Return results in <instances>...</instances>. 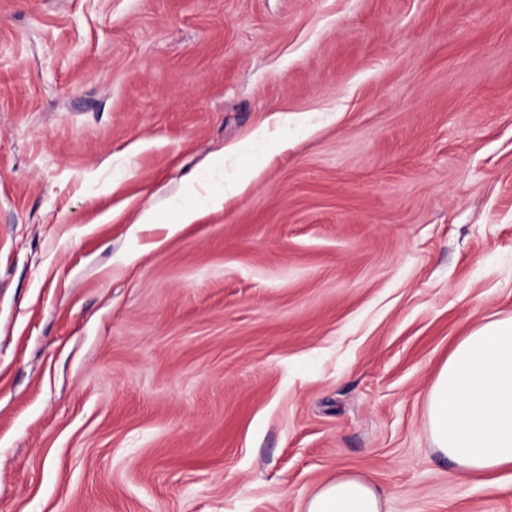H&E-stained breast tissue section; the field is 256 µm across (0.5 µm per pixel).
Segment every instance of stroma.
I'll return each instance as SVG.
<instances>
[{
  "mask_svg": "<svg viewBox=\"0 0 512 512\" xmlns=\"http://www.w3.org/2000/svg\"><path fill=\"white\" fill-rule=\"evenodd\" d=\"M508 315L512 0H0V512H512L426 415ZM301 512H384L380 491L367 479L339 474L322 484Z\"/></svg>",
  "mask_w": 512,
  "mask_h": 512,
  "instance_id": "35a3bbf8",
  "label": "stroma"
}]
</instances>
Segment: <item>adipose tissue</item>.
Instances as JSON below:
<instances>
[{
    "mask_svg": "<svg viewBox=\"0 0 512 512\" xmlns=\"http://www.w3.org/2000/svg\"><path fill=\"white\" fill-rule=\"evenodd\" d=\"M434 450L463 475L490 478L512 469V316L464 336L440 367L427 396ZM302 512H384L367 479L339 474L322 484Z\"/></svg>",
    "mask_w": 512,
    "mask_h": 512,
    "instance_id": "obj_1",
    "label": "adipose tissue"
}]
</instances>
